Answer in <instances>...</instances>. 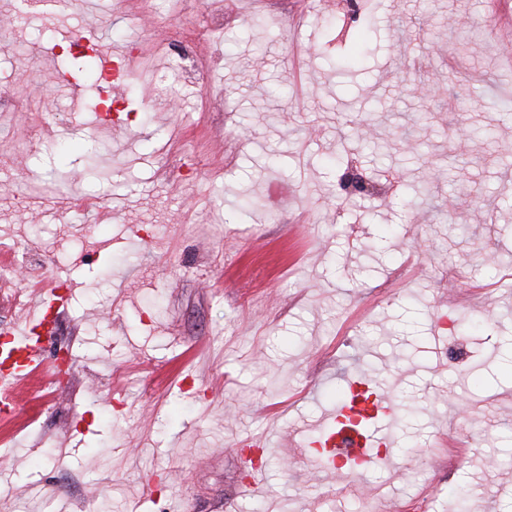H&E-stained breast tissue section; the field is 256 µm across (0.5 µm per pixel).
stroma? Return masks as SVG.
<instances>
[{
	"label": "stroma",
	"mask_w": 512,
	"mask_h": 512,
	"mask_svg": "<svg viewBox=\"0 0 512 512\" xmlns=\"http://www.w3.org/2000/svg\"><path fill=\"white\" fill-rule=\"evenodd\" d=\"M89 23L144 48L137 111L56 80ZM470 87L512 91V0H379L368 30L352 0H0V250L71 355L0 417V512H512V120ZM353 382L392 403L386 462L329 476ZM162 47L169 59L175 63L179 73L195 75L204 70L202 63L192 60L189 54L175 45L163 43Z\"/></svg>",
	"instance_id": "35a3bbf8"
}]
</instances>
